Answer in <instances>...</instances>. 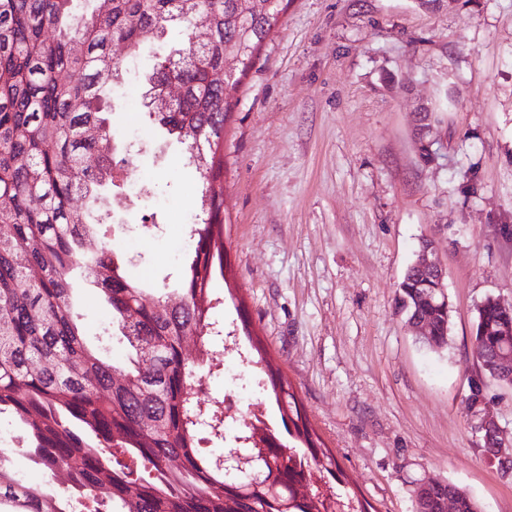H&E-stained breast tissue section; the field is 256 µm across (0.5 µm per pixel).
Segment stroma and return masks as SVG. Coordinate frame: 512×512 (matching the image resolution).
<instances>
[{
  "label": "stroma",
  "mask_w": 512,
  "mask_h": 512,
  "mask_svg": "<svg viewBox=\"0 0 512 512\" xmlns=\"http://www.w3.org/2000/svg\"><path fill=\"white\" fill-rule=\"evenodd\" d=\"M161 43L128 61L112 134L133 144V207L107 237L130 271L174 284L200 212L181 145L140 111L141 71ZM224 134L226 277L213 310L223 329L245 309L270 364L375 512H414L425 477L465 489L482 512H512V476L487 458L482 412L512 439V385L479 373L478 303L512 304V0H288L234 94ZM447 102L433 157L419 158L418 113ZM446 269L448 345L418 343L396 308L421 240ZM232 298H225V290ZM209 401L232 397L238 422L277 409L248 365L246 342L215 337Z\"/></svg>",
  "instance_id": "35a3bbf8"
}]
</instances>
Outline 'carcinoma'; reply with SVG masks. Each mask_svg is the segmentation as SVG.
Segmentation results:
<instances>
[{
  "label": "carcinoma",
  "instance_id": "obj_1",
  "mask_svg": "<svg viewBox=\"0 0 512 512\" xmlns=\"http://www.w3.org/2000/svg\"><path fill=\"white\" fill-rule=\"evenodd\" d=\"M0 0V414L26 431L25 453L39 469L66 476L61 491L35 489L0 465V512H369L342 487L331 453L302 415L291 383L265 367L258 383L280 425L240 432L253 472L228 475L200 444L224 438V420L202 413L199 370L211 360L202 342L213 322V281L225 278L222 188L224 127L231 92L281 22L283 0ZM182 28L180 44L155 58V92L182 87L172 103L156 97L149 118L184 145L201 182V213L176 287L142 303L144 283L105 236L112 188L128 177L117 158L109 114L125 67L112 57L119 41L136 52L148 37ZM80 196L89 207L78 210ZM77 279L92 283L111 310L112 331L128 344L117 366L105 346L88 345L72 303ZM423 279L408 269L398 285L410 319L431 316L448 344L447 309L424 310L414 292ZM227 332L249 345L247 361L264 362L241 308ZM500 312L483 301L473 339L483 348L480 374L494 378ZM200 342L196 361L185 340ZM149 357L152 367L141 368ZM448 485L418 496L415 512H442Z\"/></svg>",
  "mask_w": 512,
  "mask_h": 512
}]
</instances>
